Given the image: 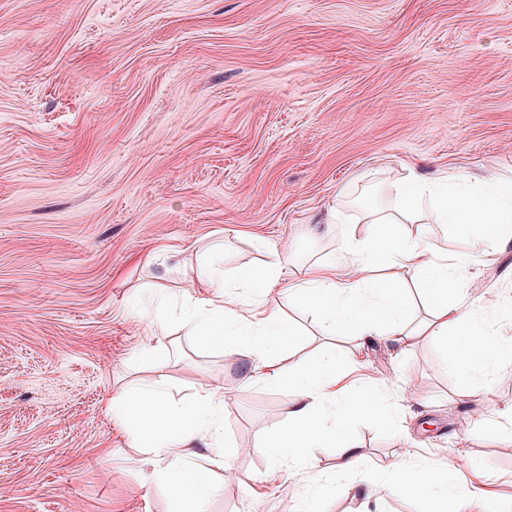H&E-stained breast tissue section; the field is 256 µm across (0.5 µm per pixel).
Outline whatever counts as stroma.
Returning <instances> with one entry per match:
<instances>
[{
	"mask_svg": "<svg viewBox=\"0 0 512 512\" xmlns=\"http://www.w3.org/2000/svg\"><path fill=\"white\" fill-rule=\"evenodd\" d=\"M411 169L512 177V0H0V512H169L172 457L128 448L106 411L124 385L223 393L220 435L190 447L222 464L199 512H358L366 473L391 468L418 489L385 512H463L423 488L456 454L455 482L512 512V370L479 406L439 343L374 336L360 354L305 301L234 285L275 264L300 281L351 235L381 247L365 208ZM483 232L435 224L429 243L464 260V309L497 297L484 317L505 345L512 239L487 259ZM216 239L235 315L276 304L301 333L279 364L334 349L343 394L376 403L346 427L360 467L329 441L306 463L254 450L302 375L276 386L234 340L153 333L156 285L194 293Z\"/></svg>",
	"mask_w": 512,
	"mask_h": 512,
	"instance_id": "1",
	"label": "stroma"
}]
</instances>
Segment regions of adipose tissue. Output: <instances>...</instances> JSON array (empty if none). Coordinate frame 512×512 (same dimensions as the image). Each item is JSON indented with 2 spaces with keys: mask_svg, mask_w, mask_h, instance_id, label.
<instances>
[{
  "mask_svg": "<svg viewBox=\"0 0 512 512\" xmlns=\"http://www.w3.org/2000/svg\"><path fill=\"white\" fill-rule=\"evenodd\" d=\"M398 203L391 208L369 210L367 221L385 227L387 242L368 253L364 241L348 237L345 250L350 258L348 272L337 276L335 268L321 267L292 284L322 311L326 319L353 335L386 336L399 341L411 335L427 336L440 344H463L459 360L467 393H475V367L484 371L503 370L501 345L491 328L477 314L464 312L448 299L458 289L461 263L438 260L426 241L430 224H480L489 243L485 256H492V242L512 235V179L491 178L480 186L467 179L448 175L429 182L409 173L396 187ZM392 267L405 271L425 287L433 305L430 317L419 327H411L409 306L404 295L369 279L371 268ZM197 294L184 304V320L203 345L223 344L233 335L237 344L263 368V377L274 385L287 383L289 372L272 361L273 344L292 341L294 333L279 310H271L257 322L241 321L227 314L224 268L210 260L197 278ZM309 386L288 413V425L267 433L255 448L277 460H302L305 448L326 439H335L343 465L353 468L361 457L357 448L343 438L347 422L369 411L367 398L337 396L336 357L320 351L304 368ZM110 413L128 422L131 448H157L183 457L191 442L214 436L224 402L210 392L177 404L163 391L147 389L135 395L119 392L108 403Z\"/></svg>",
  "mask_w": 512,
  "mask_h": 512,
  "instance_id": "obj_1",
  "label": "adipose tissue"
}]
</instances>
